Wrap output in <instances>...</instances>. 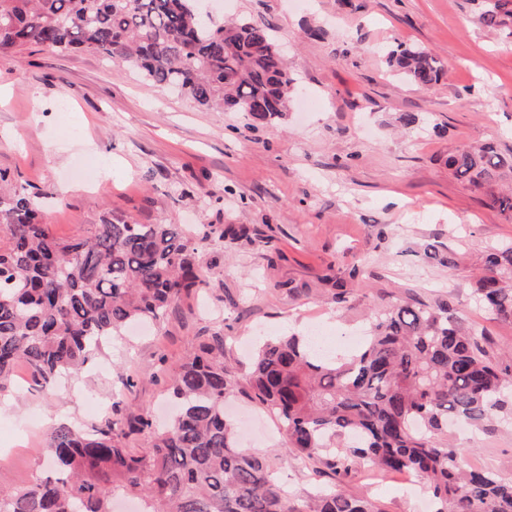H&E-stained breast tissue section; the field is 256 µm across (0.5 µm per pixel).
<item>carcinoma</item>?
Returning a JSON list of instances; mask_svg holds the SVG:
<instances>
[{"mask_svg":"<svg viewBox=\"0 0 512 512\" xmlns=\"http://www.w3.org/2000/svg\"><path fill=\"white\" fill-rule=\"evenodd\" d=\"M485 28L512 37V0H472ZM41 46L90 52L132 66L141 79L175 88L201 106L245 112L267 125L288 111L294 78L271 28L217 24L197 0H0V51ZM389 71L429 87L442 68L429 50H385ZM452 175L512 214V151L467 143L448 154ZM42 195L0 175V392L17 364L48 385L77 375L132 323L159 322L206 284L200 252L181 224L105 217L84 238L57 237L41 220ZM474 296L512 322V243L482 257ZM371 331L349 357L327 356L292 334L260 341L247 381L279 421L289 450L340 482L367 465L423 480L434 512H512V482L467 466L444 436L448 422L478 427L505 407L512 356L490 354L449 313L418 301L370 311ZM241 382L224 367V332L199 342L169 394L164 425L107 418L84 431L66 423L49 435L55 477L0 491V512H112L134 494L141 512H382L340 490L292 500L268 460L238 446L224 399ZM147 432L130 454L121 439Z\"/></svg>","mask_w":512,"mask_h":512,"instance_id":"carcinoma-1","label":"carcinoma"}]
</instances>
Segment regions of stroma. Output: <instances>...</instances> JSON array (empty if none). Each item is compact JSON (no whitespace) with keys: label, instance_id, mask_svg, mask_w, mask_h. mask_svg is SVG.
Instances as JSON below:
<instances>
[{"label":"stroma","instance_id":"1","mask_svg":"<svg viewBox=\"0 0 512 512\" xmlns=\"http://www.w3.org/2000/svg\"><path fill=\"white\" fill-rule=\"evenodd\" d=\"M223 2L214 21L269 24L286 51L297 91L269 125L201 107L91 53L0 52V174L45 194L56 236H86L105 216L248 230L202 242L208 287L182 297L159 327L113 337L78 378L43 387L18 368L0 396V490L50 475L56 424L165 418L170 376L217 325L224 364L241 378L243 342L305 335L321 321L333 352L346 354L371 308L403 301L447 302L494 353L512 350V323L491 319L473 293L477 255L512 240V218L446 165L462 142L512 151V39L482 27L471 0ZM396 42L431 50L439 82L392 77L384 51ZM407 113L419 123L403 126ZM430 246L455 253L457 266L427 257ZM340 283L345 305L335 300ZM225 410L248 420L240 445L268 459L293 500L331 484L284 451L279 422L258 402L239 392ZM449 438L512 480V419ZM343 489L383 512H417L422 495L419 485L361 474Z\"/></svg>","mask_w":512,"mask_h":512}]
</instances>
